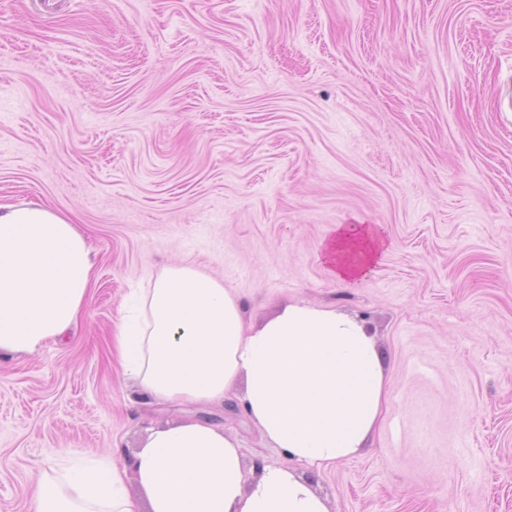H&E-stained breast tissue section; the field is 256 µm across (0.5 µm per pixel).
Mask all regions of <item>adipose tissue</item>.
Returning <instances> with one entry per match:
<instances>
[{
	"label": "adipose tissue",
	"instance_id": "1",
	"mask_svg": "<svg viewBox=\"0 0 512 512\" xmlns=\"http://www.w3.org/2000/svg\"><path fill=\"white\" fill-rule=\"evenodd\" d=\"M386 246L380 228L342 224L323 254L337 278L359 280ZM93 267L70 217L0 204V354H34L76 324ZM114 342L143 397L210 407L240 390L263 441L314 467L357 454L380 416L382 357L361 323L289 303L246 326L238 295L190 265L150 277ZM131 473L136 497L125 490ZM34 503L35 512H329L289 467L245 466L237 439L202 417L153 430L132 462L111 455L41 472Z\"/></svg>",
	"mask_w": 512,
	"mask_h": 512
}]
</instances>
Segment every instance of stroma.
I'll list each match as a JSON object with an SVG mask.
<instances>
[{
    "label": "stroma",
    "instance_id": "35a3bbf8",
    "mask_svg": "<svg viewBox=\"0 0 512 512\" xmlns=\"http://www.w3.org/2000/svg\"><path fill=\"white\" fill-rule=\"evenodd\" d=\"M70 216L96 276L78 324L0 358V512L85 451L132 458L191 409L145 405L113 336L163 267L361 322L380 419L316 468L211 415L246 464L291 466L329 512H512V0H0V203ZM341 224L383 226L333 276ZM386 246L379 227L341 224L335 236L325 244L323 254L337 278L359 280L374 271Z\"/></svg>",
    "mask_w": 512,
    "mask_h": 512
}]
</instances>
